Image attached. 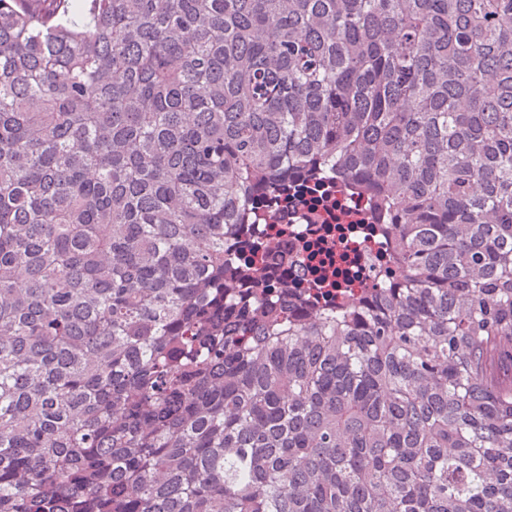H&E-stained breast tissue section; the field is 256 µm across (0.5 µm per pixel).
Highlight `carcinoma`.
Here are the masks:
<instances>
[{
    "instance_id": "obj_1",
    "label": "carcinoma",
    "mask_w": 512,
    "mask_h": 512,
    "mask_svg": "<svg viewBox=\"0 0 512 512\" xmlns=\"http://www.w3.org/2000/svg\"><path fill=\"white\" fill-rule=\"evenodd\" d=\"M301 177L316 313L224 248ZM0 512H512V0H0ZM349 191L332 178L317 195L298 182L275 195L259 196L243 217L246 224L237 227L225 247L244 257L260 278L275 271L299 292L321 288L309 292L315 305L324 300L336 304L342 297H336V281L342 286L352 281L355 295L375 288L387 276L382 253L388 240L378 236V225L375 236L368 233L379 218L366 196ZM257 241L270 242V247L258 249Z\"/></svg>"
}]
</instances>
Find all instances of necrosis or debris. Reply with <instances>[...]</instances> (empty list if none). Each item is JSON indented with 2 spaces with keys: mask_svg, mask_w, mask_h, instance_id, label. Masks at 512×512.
Instances as JSON below:
<instances>
[{
  "mask_svg": "<svg viewBox=\"0 0 512 512\" xmlns=\"http://www.w3.org/2000/svg\"><path fill=\"white\" fill-rule=\"evenodd\" d=\"M243 220L226 241L229 252L258 275L274 272L289 287L319 289L327 303L337 301L336 283L351 282L360 293L387 275V242L368 232L379 218L366 196L340 180L317 195L299 182L258 197Z\"/></svg>",
  "mask_w": 512,
  "mask_h": 512,
  "instance_id": "1",
  "label": "necrosis or debris"
}]
</instances>
